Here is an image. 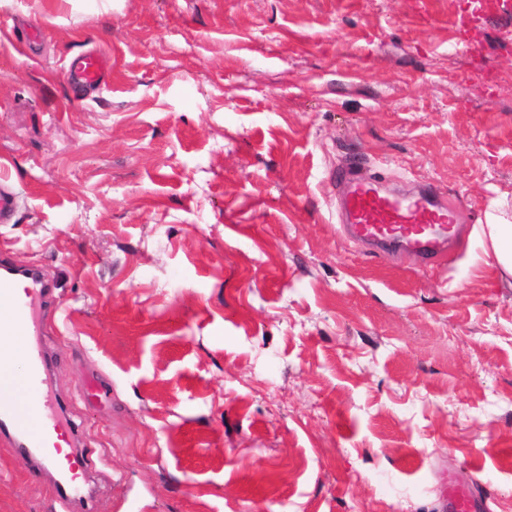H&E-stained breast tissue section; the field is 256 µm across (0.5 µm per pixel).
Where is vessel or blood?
Masks as SVG:
<instances>
[{
    "label": "vessel or blood",
    "mask_w": 512,
    "mask_h": 512,
    "mask_svg": "<svg viewBox=\"0 0 512 512\" xmlns=\"http://www.w3.org/2000/svg\"><path fill=\"white\" fill-rule=\"evenodd\" d=\"M111 69L109 58L96 51L77 56L70 65L73 82L84 93L104 84ZM334 179L345 187L342 230L354 239L383 251L407 249L429 265L454 235L455 210L432 189L413 197L382 194L355 163L337 169ZM18 282L25 285L20 295L14 291ZM63 305L57 280L0 252V335L19 330L26 338L19 359L0 346V441L8 443L31 472L52 482L55 512H92L94 499L83 493L93 469L92 451L83 429L68 416V399L49 385L56 356L42 341L57 328ZM439 500L445 512L485 508L473 484L453 476Z\"/></svg>",
    "instance_id": "1"
}]
</instances>
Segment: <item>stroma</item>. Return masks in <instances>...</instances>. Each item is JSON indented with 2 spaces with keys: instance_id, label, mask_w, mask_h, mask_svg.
Masks as SVG:
<instances>
[{
  "instance_id": "stroma-1",
  "label": "stroma",
  "mask_w": 512,
  "mask_h": 512,
  "mask_svg": "<svg viewBox=\"0 0 512 512\" xmlns=\"http://www.w3.org/2000/svg\"><path fill=\"white\" fill-rule=\"evenodd\" d=\"M464 2L0 0V251L62 282L44 342L99 512H434L451 474L512 512V274L481 234L512 222V15L473 52ZM350 161L445 195L437 266L340 234ZM53 507L0 444V512ZM111 69L110 59L97 51L77 56L70 65L73 83L84 93L94 92L104 84Z\"/></svg>"
}]
</instances>
